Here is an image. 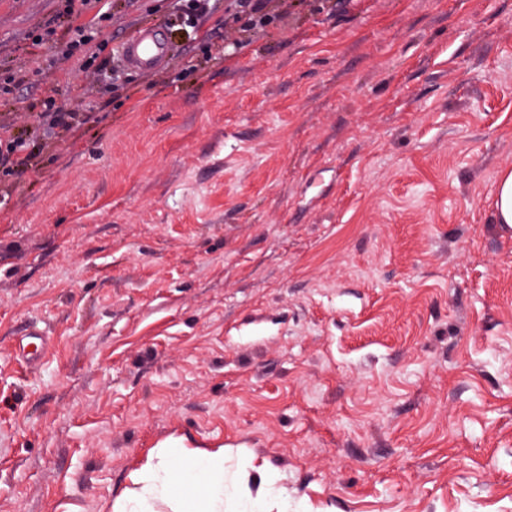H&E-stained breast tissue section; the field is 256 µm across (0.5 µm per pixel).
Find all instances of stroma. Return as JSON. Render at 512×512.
<instances>
[{
  "label": "stroma",
  "instance_id": "35a3bbf8",
  "mask_svg": "<svg viewBox=\"0 0 512 512\" xmlns=\"http://www.w3.org/2000/svg\"><path fill=\"white\" fill-rule=\"evenodd\" d=\"M216 0H0V512H110L175 444L265 465L288 512H512V0H284L231 56ZM164 26L160 69L86 57ZM44 329L35 368L14 343ZM60 1L62 2L60 17L68 22L69 30L72 33L70 40L66 42L62 48L63 55L69 57L95 40L98 32L91 25L75 24V21L82 15L84 9L88 10L92 8V6H94L93 4L100 2V0ZM76 2H79L81 7L77 8ZM212 0H177L175 5L180 13L179 18L183 20L185 26L194 24L198 16L206 13L210 8ZM56 90H50L44 101L48 112H40V119L47 135H63L70 132L75 126L86 123L90 116L84 112L66 110L63 106L56 105ZM9 125L0 124V166L11 164L21 173L29 158L27 142L9 134ZM495 209L500 224L512 225V170L502 171L496 182Z\"/></svg>",
  "mask_w": 512,
  "mask_h": 512
}]
</instances>
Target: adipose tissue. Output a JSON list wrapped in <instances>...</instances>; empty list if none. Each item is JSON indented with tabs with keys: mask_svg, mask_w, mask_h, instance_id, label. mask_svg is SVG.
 I'll list each match as a JSON object with an SVG mask.
<instances>
[{
	"mask_svg": "<svg viewBox=\"0 0 512 512\" xmlns=\"http://www.w3.org/2000/svg\"><path fill=\"white\" fill-rule=\"evenodd\" d=\"M132 486L112 512H224L223 451L185 447L157 449L131 476ZM250 501L251 512H288V497L273 477L251 485L248 474L234 481Z\"/></svg>",
	"mask_w": 512,
	"mask_h": 512,
	"instance_id": "adipose-tissue-1",
	"label": "adipose tissue"
}]
</instances>
